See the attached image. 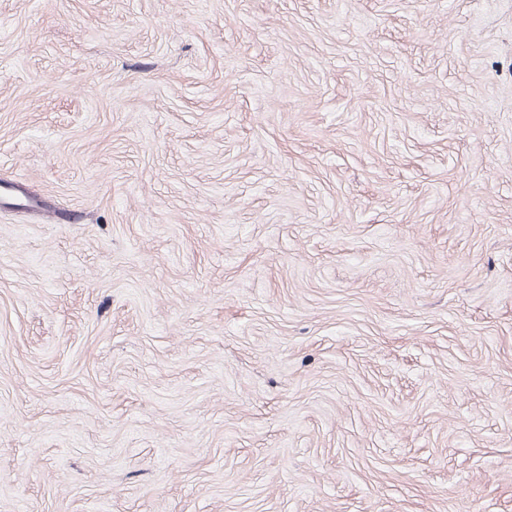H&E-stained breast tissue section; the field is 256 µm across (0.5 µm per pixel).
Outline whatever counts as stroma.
Listing matches in <instances>:
<instances>
[{
    "label": "stroma",
    "instance_id": "35a3bbf8",
    "mask_svg": "<svg viewBox=\"0 0 512 512\" xmlns=\"http://www.w3.org/2000/svg\"><path fill=\"white\" fill-rule=\"evenodd\" d=\"M0 512H512V0H0Z\"/></svg>",
    "mask_w": 512,
    "mask_h": 512
}]
</instances>
